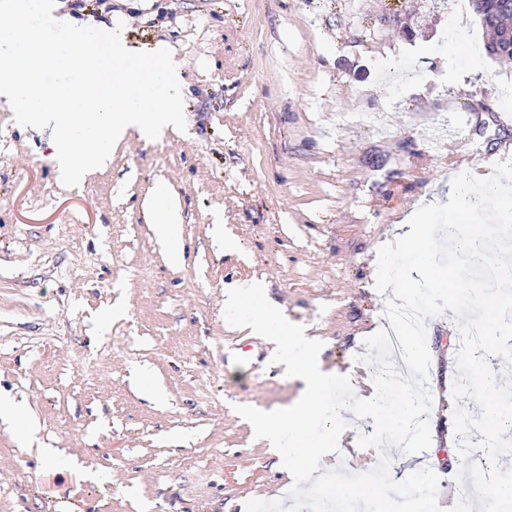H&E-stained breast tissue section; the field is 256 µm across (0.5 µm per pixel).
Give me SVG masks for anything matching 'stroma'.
<instances>
[{
    "label": "stroma",
    "mask_w": 512,
    "mask_h": 512,
    "mask_svg": "<svg viewBox=\"0 0 512 512\" xmlns=\"http://www.w3.org/2000/svg\"><path fill=\"white\" fill-rule=\"evenodd\" d=\"M79 18L121 15L127 42H167L186 84V129L131 134L105 172L57 178L51 129L0 105V396L39 429L0 422V512H246L293 478L235 411L292 404L302 384L272 344L229 326L226 289L253 279L320 340L323 368L369 395L356 362L381 327L379 248L451 181L512 158L500 118L512 60L451 66L487 33L467 0H65ZM182 216L183 253L157 242V187ZM222 224L223 236L213 227ZM237 251L226 254L225 239ZM109 326H102L104 314ZM453 312L428 319V415L436 442L456 376ZM356 420L321 466L364 473ZM58 449L47 465L42 451ZM393 450L399 477L454 463Z\"/></svg>",
    "instance_id": "35a3bbf8"
}]
</instances>
